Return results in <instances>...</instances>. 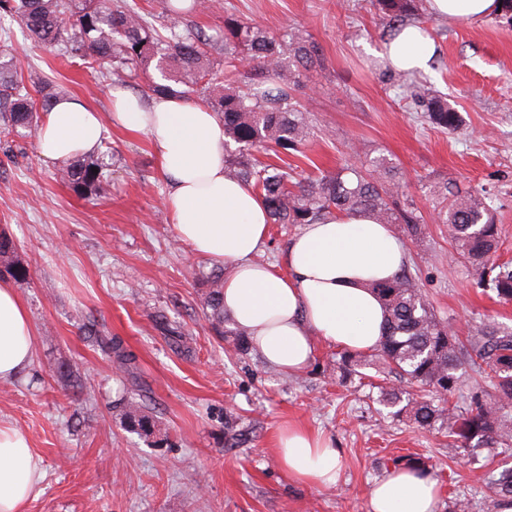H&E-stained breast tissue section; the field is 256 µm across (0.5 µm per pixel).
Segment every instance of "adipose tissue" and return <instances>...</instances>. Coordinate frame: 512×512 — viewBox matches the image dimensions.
<instances>
[{
  "label": "adipose tissue",
  "instance_id": "1",
  "mask_svg": "<svg viewBox=\"0 0 512 512\" xmlns=\"http://www.w3.org/2000/svg\"><path fill=\"white\" fill-rule=\"evenodd\" d=\"M428 14L448 22L480 23L497 14L499 0H425ZM435 43L421 26L405 27L380 52L399 71H425ZM147 135L167 177L166 206L177 238L194 253L226 263L224 313L246 329L263 361L282 373L306 368L316 341L352 352H370L384 332L375 290L391 281L406 251L390 225L334 214L302 225L284 262L257 261L268 236L266 205L250 186L224 174V124L204 106L172 94L144 101L112 93L102 116L81 100L60 97L45 112L39 138L45 160L63 164L95 152L106 125ZM33 326L15 289L0 282V381L21 377L33 360ZM281 469L289 479L318 489L339 484L340 458L332 438L297 425L276 438ZM41 479V460L21 431L0 425V512H23ZM438 488L414 467L389 470L372 486L369 512H437Z\"/></svg>",
  "mask_w": 512,
  "mask_h": 512
}]
</instances>
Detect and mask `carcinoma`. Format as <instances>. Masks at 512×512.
Segmentation results:
<instances>
[{
  "instance_id": "carcinoma-1",
  "label": "carcinoma",
  "mask_w": 512,
  "mask_h": 512,
  "mask_svg": "<svg viewBox=\"0 0 512 512\" xmlns=\"http://www.w3.org/2000/svg\"><path fill=\"white\" fill-rule=\"evenodd\" d=\"M381 14L382 36H391L419 15V0H371ZM168 24L155 29L125 0H0V15L21 24L36 42L64 55L111 70L138 75L154 67L165 82L141 87L144 96L171 93L198 98L224 122V168L227 177L250 185L263 199L272 224H316L335 212L367 216L381 224H399L416 239L425 221L404 194L399 168L383 158L367 171L346 168L302 183L278 164H264L254 151L275 155L299 151L310 136L307 109L295 91L310 74L323 67L322 49L296 32L288 40L230 15L224 32L214 36L183 23V17L207 9L204 0H164ZM224 64L217 67L212 52L227 47ZM254 70L271 68L272 77L245 80L238 56ZM403 92L417 111L441 128L455 130L458 115L448 102L422 82L409 79ZM61 96L58 85L40 80L29 92L18 79L13 54L0 46V99L10 102L0 114L11 131L22 138H37L41 114ZM111 162L106 152L82 154L58 169L57 177L72 191L96 196L108 183ZM432 220L448 228L454 243V260L468 264L478 274L490 298L512 303V266L491 261L498 251L500 230L495 208L478 193L461 192L447 183L435 191ZM0 268L22 279L13 240L0 232ZM204 315L217 335H224V270L207 280ZM385 315L384 334L375 358L387 365L401 382L422 394L403 388L379 389V402L395 416H407L424 430L447 431L453 445L470 457L483 451L512 446V329L483 321L462 339L455 327L439 317L419 288L408 267L392 281L376 288ZM88 334L100 337L104 352L120 370H128L132 355L121 343L101 337L95 321H86ZM361 356L345 350L338 369L352 375ZM470 373L483 384L464 407L454 402L463 375ZM124 423L145 438L155 434L157 423L141 405L129 398L120 405ZM489 507L512 502V468L502 470L489 486Z\"/></svg>"
}]
</instances>
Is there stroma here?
<instances>
[{"instance_id":"obj_1","label":"stroma","mask_w":512,"mask_h":512,"mask_svg":"<svg viewBox=\"0 0 512 512\" xmlns=\"http://www.w3.org/2000/svg\"><path fill=\"white\" fill-rule=\"evenodd\" d=\"M213 2L185 24L216 34L230 12L280 37L309 36L323 51L324 70L296 92L312 124L306 146L287 157L296 178L383 153L423 215L446 180L487 191L500 258L512 259V26L429 22L438 54L425 77L460 115L450 132L408 107L378 54L382 27L370 0ZM1 44L16 52L25 84L52 78L104 114L111 89L135 85L85 68L7 19ZM104 143L111 177L88 199L56 181L37 142L0 133V230L28 271L13 286L34 328L31 368L0 382V423L29 437L44 473L25 512H368L371 487L396 456L415 458L436 480L438 512L458 500L487 512L488 469L449 448L446 434L391 416L369 383L340 379L334 346L316 342L310 366L289 375L257 353L234 355L202 311L217 262L177 243L149 137L111 125ZM401 243L422 292L460 335L489 316L512 327V304L490 299L471 267L451 261L444 225L429 222L421 239ZM80 312L132 354L129 372L85 336ZM132 393L157 420L151 438L124 427L117 404ZM288 423L335 440L338 490L288 480L275 456Z\"/></svg>"}]
</instances>
